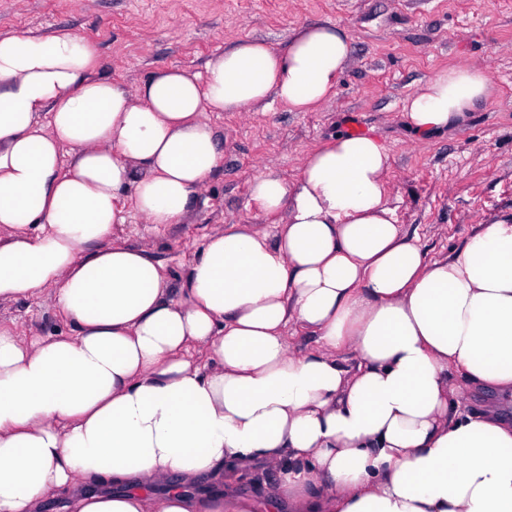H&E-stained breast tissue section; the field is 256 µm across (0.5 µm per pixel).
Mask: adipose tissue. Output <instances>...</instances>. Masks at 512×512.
I'll return each instance as SVG.
<instances>
[{
  "mask_svg": "<svg viewBox=\"0 0 512 512\" xmlns=\"http://www.w3.org/2000/svg\"><path fill=\"white\" fill-rule=\"evenodd\" d=\"M341 26L285 50L237 43L204 73L162 70L138 97L95 77L70 31L0 33V302L53 289L72 325L0 328V512H512V216L427 260L398 224L371 135L342 133L292 182L250 195L286 213L206 237L165 299L149 253L113 241L130 166L148 223H179L221 153L206 112L330 98ZM492 93L484 69L422 80L418 133L452 129ZM297 326L316 338L293 350ZM475 391L491 405L468 408ZM259 468L260 493L190 484Z\"/></svg>",
  "mask_w": 512,
  "mask_h": 512,
  "instance_id": "ef3b65f1",
  "label": "adipose tissue"
}]
</instances>
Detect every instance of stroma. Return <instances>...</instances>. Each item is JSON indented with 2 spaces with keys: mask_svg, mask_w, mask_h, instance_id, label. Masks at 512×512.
Returning <instances> with one entry per match:
<instances>
[{
  "mask_svg": "<svg viewBox=\"0 0 512 512\" xmlns=\"http://www.w3.org/2000/svg\"><path fill=\"white\" fill-rule=\"evenodd\" d=\"M346 28L352 51L337 92L310 112L278 101L238 112H208L221 160L192 196L181 223L154 227L123 192L125 224L114 239L147 249L177 296L206 237L229 224L272 231L285 216H264L249 184L273 170L296 179L308 154L364 122L386 147L389 201L399 224L418 234L428 259L445 257L481 225L512 214V0H0V31L67 29L91 43L99 76L129 92L159 69L204 71L246 39L274 48L293 30ZM486 70L494 92L458 128L414 133L405 97L439 70ZM0 327L21 336H68L72 326L52 290L0 305Z\"/></svg>",
  "mask_w": 512,
  "mask_h": 512,
  "instance_id": "1",
  "label": "stroma"
}]
</instances>
